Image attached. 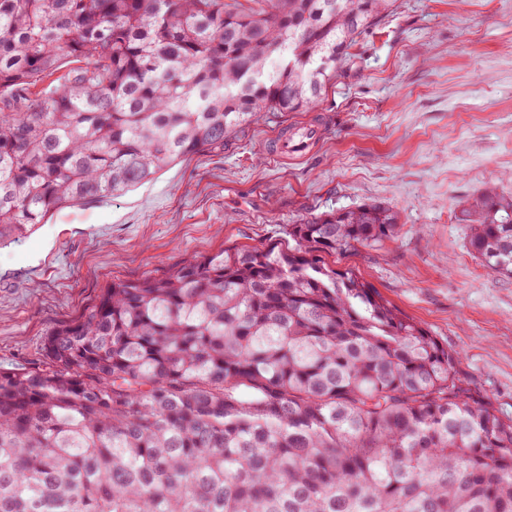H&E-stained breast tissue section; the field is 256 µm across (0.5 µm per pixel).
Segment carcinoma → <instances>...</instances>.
Instances as JSON below:
<instances>
[{
    "label": "carcinoma",
    "instance_id": "1",
    "mask_svg": "<svg viewBox=\"0 0 512 512\" xmlns=\"http://www.w3.org/2000/svg\"><path fill=\"white\" fill-rule=\"evenodd\" d=\"M392 7L0 0V244L314 107ZM461 221L512 278V194L487 186ZM398 223L383 203L313 214L112 282L38 365L0 369V512H512V419L336 267Z\"/></svg>",
    "mask_w": 512,
    "mask_h": 512
}]
</instances>
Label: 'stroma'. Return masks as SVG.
<instances>
[{
	"label": "stroma",
	"instance_id": "35a3bbf8",
	"mask_svg": "<svg viewBox=\"0 0 512 512\" xmlns=\"http://www.w3.org/2000/svg\"><path fill=\"white\" fill-rule=\"evenodd\" d=\"M309 112H281L123 195L54 214L0 247V368L31 367L46 333L115 280L278 240L313 213L382 202L397 235L346 260L449 348L512 417V279L468 248L462 211L512 192V0H396ZM310 126L304 154L270 153Z\"/></svg>",
	"mask_w": 512,
	"mask_h": 512
}]
</instances>
